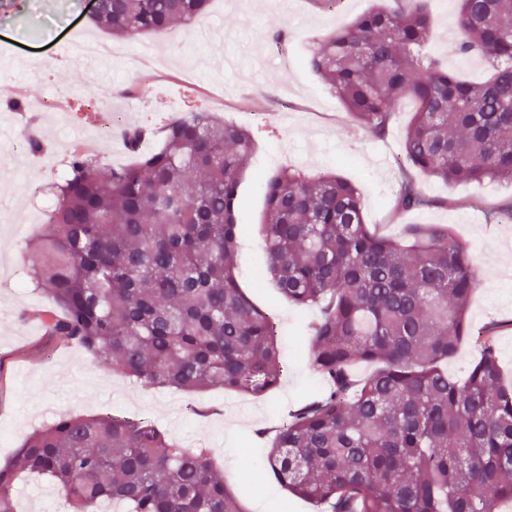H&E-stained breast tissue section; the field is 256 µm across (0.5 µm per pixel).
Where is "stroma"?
Segmentation results:
<instances>
[{"label": "stroma", "mask_w": 512, "mask_h": 512, "mask_svg": "<svg viewBox=\"0 0 512 512\" xmlns=\"http://www.w3.org/2000/svg\"><path fill=\"white\" fill-rule=\"evenodd\" d=\"M374 0H211L208 12L177 23L167 35L113 38L119 56L89 65L67 54L71 38H101L89 18L90 0H0V92L18 83L29 87V107L66 96L69 108L37 112L34 120L46 151L33 156L11 151L12 135L0 132V223L15 227L0 237L10 263L0 276V461L7 460L42 425L59 415L113 413L151 419L171 440L188 449H213L225 481L239 489L247 512H316L274 477H262L270 437L304 396L322 388L306 356V329L318 309H298L283 300L265 272L260 233L265 202L263 180L285 168L308 173L333 170L353 183L364 202L366 222L385 235L405 224H446L468 246L479 285L468 311L472 340L448 361V373L464 376L477 356L476 337L495 326L500 360L512 368V223L488 221L487 209L512 198V184L445 185L425 181L434 207L403 213L394 207L397 160L405 125L414 112L402 100L385 137H374L352 122L328 86L304 63L322 35L351 24ZM435 27L426 47L441 66L470 80L489 71L476 57L458 55V0H429ZM286 39L274 43L273 31ZM111 80L113 112L124 126L166 124L172 117L204 109L250 129L254 149L240 193V241L236 273L241 285L277 323L280 359L286 373L279 387L261 397L221 390L178 393L147 389L118 373L92 365L78 346L49 335L41 314L51 303L28 277L30 244L38 230L28 219L24 185L49 186L55 158L66 155L70 139L91 137L111 125V115L93 104L97 83ZM18 512H68L45 479L17 486Z\"/></svg>", "instance_id": "stroma-1"}]
</instances>
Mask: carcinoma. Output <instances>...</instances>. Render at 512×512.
<instances>
[{"label":"carcinoma","mask_w":512,"mask_h":512,"mask_svg":"<svg viewBox=\"0 0 512 512\" xmlns=\"http://www.w3.org/2000/svg\"><path fill=\"white\" fill-rule=\"evenodd\" d=\"M209 0H104L92 19L116 37L168 33ZM383 5L323 35L308 63L349 114L382 136L397 104L416 110L396 208L447 184L512 182V0H459L456 50L491 69L482 82L423 56L427 0ZM250 132L209 112L164 126L137 164L103 175L76 150L36 235L30 279L59 311L46 327L90 361L144 387L260 397L284 367L273 317L240 286V180ZM265 267L279 295L318 306L307 351L328 390L288 413L267 467L320 512H499L512 502V387L491 330L462 383L444 364L469 333L476 281L443 224L398 237L365 223L358 189L332 173L284 169L264 184ZM361 363L374 370L357 376ZM45 478L71 512H246L210 451H189L146 418L62 414L0 465V512L22 476Z\"/></svg>","instance_id":"obj_1"}]
</instances>
